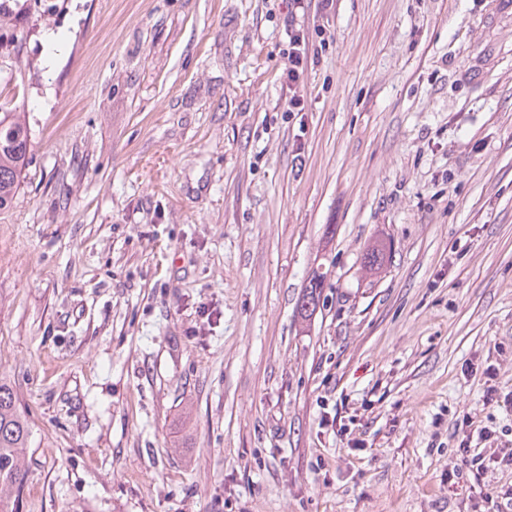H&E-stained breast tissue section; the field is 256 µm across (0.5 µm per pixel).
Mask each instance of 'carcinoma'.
<instances>
[{"label":"carcinoma","mask_w":512,"mask_h":512,"mask_svg":"<svg viewBox=\"0 0 512 512\" xmlns=\"http://www.w3.org/2000/svg\"><path fill=\"white\" fill-rule=\"evenodd\" d=\"M27 128L15 113L0 107V211L11 207L19 178L27 163ZM387 247L374 244L367 251L363 270L372 273L384 264ZM324 274L313 272L300 300L299 314L306 319L320 303ZM33 432L20 410L16 393L7 379L0 377V512H18L17 502L27 476L25 455Z\"/></svg>","instance_id":"1"}]
</instances>
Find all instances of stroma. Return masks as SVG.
<instances>
[{
    "label": "stroma",
    "mask_w": 512,
    "mask_h": 512,
    "mask_svg": "<svg viewBox=\"0 0 512 512\" xmlns=\"http://www.w3.org/2000/svg\"><path fill=\"white\" fill-rule=\"evenodd\" d=\"M297 22L333 37L304 112L288 0H0L20 512H486L512 484L457 453L467 422L512 448L483 398L512 391V0ZM289 50L286 62L282 69L281 78L288 88V111H306V100L302 93L305 74L311 65V58L308 56L307 43L304 30L301 26H288ZM0 211L11 207L19 178L27 163V128L15 117L20 112H4L0 106ZM324 273L313 272L300 300L299 314L306 319L313 315L320 303Z\"/></svg>",
    "instance_id": "1"
}]
</instances>
